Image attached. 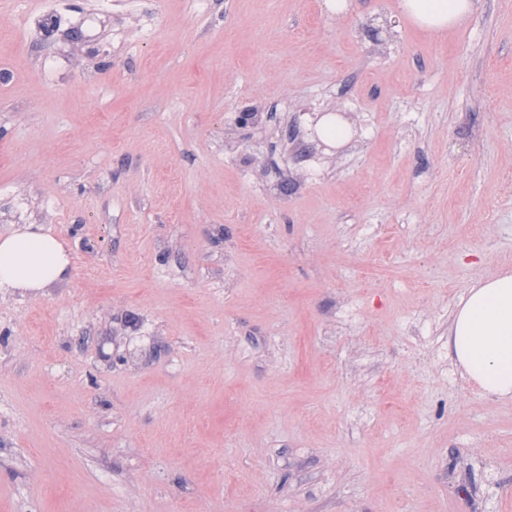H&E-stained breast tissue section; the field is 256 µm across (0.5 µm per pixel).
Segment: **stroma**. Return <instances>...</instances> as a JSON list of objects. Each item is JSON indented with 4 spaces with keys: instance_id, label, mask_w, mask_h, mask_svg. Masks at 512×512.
<instances>
[{
    "instance_id": "stroma-1",
    "label": "stroma",
    "mask_w": 512,
    "mask_h": 512,
    "mask_svg": "<svg viewBox=\"0 0 512 512\" xmlns=\"http://www.w3.org/2000/svg\"><path fill=\"white\" fill-rule=\"evenodd\" d=\"M35 2L0 233L73 271L0 297V512H512V400L448 357L512 270V0L440 41L398 0H112L47 48ZM319 126L324 134H336V145L344 143L352 134L351 125L338 113L334 116H323Z\"/></svg>"
}]
</instances>
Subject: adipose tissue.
<instances>
[{
  "label": "adipose tissue",
  "instance_id": "adipose-tissue-1",
  "mask_svg": "<svg viewBox=\"0 0 512 512\" xmlns=\"http://www.w3.org/2000/svg\"><path fill=\"white\" fill-rule=\"evenodd\" d=\"M481 0H398L401 17L446 38L466 25ZM63 243L40 224L0 235V295L43 289L65 280ZM448 354L484 394L512 399V272L503 270L468 288L448 327Z\"/></svg>",
  "mask_w": 512,
  "mask_h": 512
}]
</instances>
